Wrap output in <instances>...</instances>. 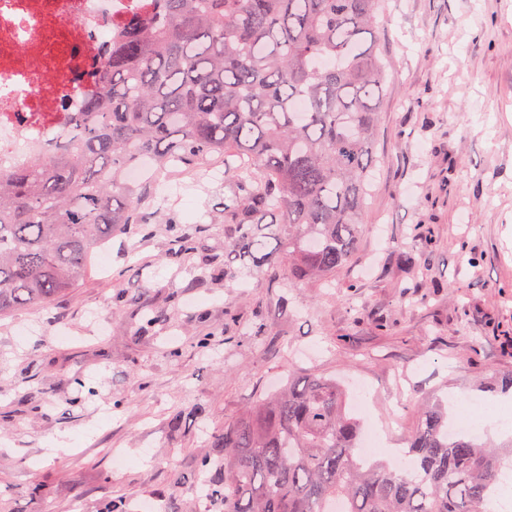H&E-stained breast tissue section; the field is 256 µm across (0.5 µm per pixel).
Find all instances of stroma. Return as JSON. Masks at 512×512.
<instances>
[{
  "label": "stroma",
  "instance_id": "1",
  "mask_svg": "<svg viewBox=\"0 0 512 512\" xmlns=\"http://www.w3.org/2000/svg\"><path fill=\"white\" fill-rule=\"evenodd\" d=\"M387 81L358 252L332 285L224 280V180L154 189L47 307L0 316V512H212L213 436L289 374L365 388L390 459L425 402L512 373V0H385ZM430 239L420 247L421 239ZM206 420L192 418L196 405ZM128 463L114 468V454Z\"/></svg>",
  "mask_w": 512,
  "mask_h": 512
}]
</instances>
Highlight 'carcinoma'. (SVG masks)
<instances>
[{"label": "carcinoma", "instance_id": "cac0c4a2", "mask_svg": "<svg viewBox=\"0 0 512 512\" xmlns=\"http://www.w3.org/2000/svg\"><path fill=\"white\" fill-rule=\"evenodd\" d=\"M100 60L71 138L0 173V316L50 304L112 235L143 225L154 186L224 165V252L243 274L328 282L359 243L375 162L380 0H152ZM302 105L294 109V102ZM148 169L139 184L130 168ZM288 231L270 246L267 224ZM336 381L288 388L224 421V468L205 481L223 512H487L504 457L448 439L441 403L417 411L413 474L358 455Z\"/></svg>", "mask_w": 512, "mask_h": 512}]
</instances>
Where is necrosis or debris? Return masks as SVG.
Listing matches in <instances>:
<instances>
[{
    "mask_svg": "<svg viewBox=\"0 0 512 512\" xmlns=\"http://www.w3.org/2000/svg\"><path fill=\"white\" fill-rule=\"evenodd\" d=\"M147 0H0V172L70 135L101 50Z\"/></svg>",
    "mask_w": 512,
    "mask_h": 512,
    "instance_id": "obj_1",
    "label": "necrosis or debris"
}]
</instances>
